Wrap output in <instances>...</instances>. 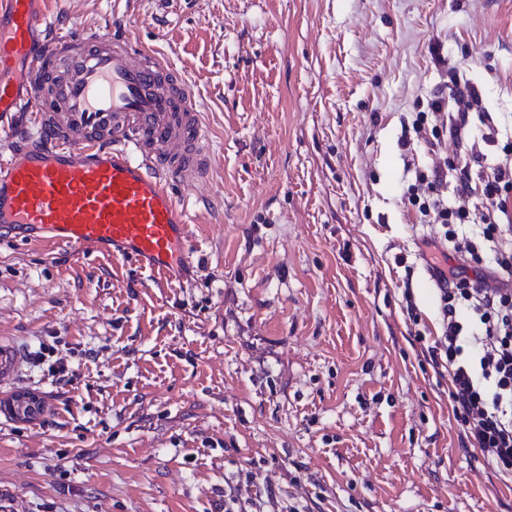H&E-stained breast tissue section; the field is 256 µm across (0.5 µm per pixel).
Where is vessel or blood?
<instances>
[{
  "label": "vessel or blood",
  "mask_w": 512,
  "mask_h": 512,
  "mask_svg": "<svg viewBox=\"0 0 512 512\" xmlns=\"http://www.w3.org/2000/svg\"><path fill=\"white\" fill-rule=\"evenodd\" d=\"M37 0H0V115L46 136L0 158V233L28 231L166 277L189 241L174 186L212 158L184 76L126 33L93 28L36 48Z\"/></svg>",
  "instance_id": "b4317fda"
}]
</instances>
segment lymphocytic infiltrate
I'll return each instance as SVG.
<instances>
[{"label":"lymphocytic infiltrate","mask_w":512,"mask_h":512,"mask_svg":"<svg viewBox=\"0 0 512 512\" xmlns=\"http://www.w3.org/2000/svg\"><path fill=\"white\" fill-rule=\"evenodd\" d=\"M481 157L471 154L461 169L460 203L450 207L435 195L444 176L442 165L423 175L427 196L411 191L409 201L430 222L446 225V241L462 262L481 263L477 244L459 238L457 225L469 220V176L478 172L484 182L482 206L492 221L483 239L500 269L512 271V239L504 237L499 217L512 213V166L481 168ZM439 283L442 334L430 354L450 378L449 397L462 416L464 447L479 450L502 473L512 475V280H469L457 268L435 269Z\"/></svg>","instance_id":"lymphocytic-infiltrate-1"}]
</instances>
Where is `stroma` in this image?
Returning <instances> with one entry per match:
<instances>
[{"label": "stroma", "mask_w": 512, "mask_h": 512, "mask_svg": "<svg viewBox=\"0 0 512 512\" xmlns=\"http://www.w3.org/2000/svg\"><path fill=\"white\" fill-rule=\"evenodd\" d=\"M42 33L111 23L192 89L214 164L170 282L0 239V512H512L463 448L428 261L405 193L437 158L512 157V0H46ZM461 143L418 138L451 76ZM56 345L75 373L33 354Z\"/></svg>", "instance_id": "1"}]
</instances>
